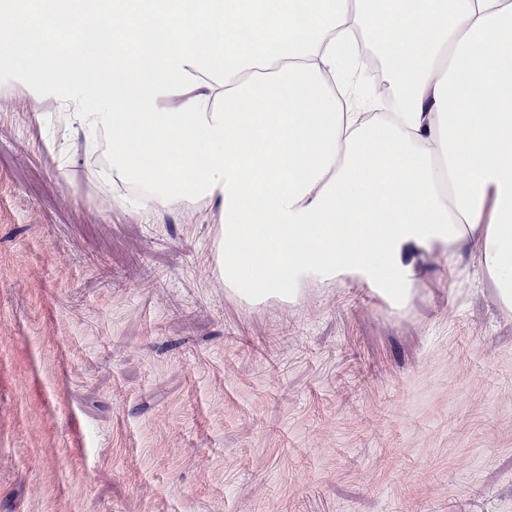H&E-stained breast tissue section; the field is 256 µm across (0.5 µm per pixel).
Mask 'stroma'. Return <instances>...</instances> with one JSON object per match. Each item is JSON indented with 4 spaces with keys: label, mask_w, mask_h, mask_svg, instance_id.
Returning <instances> with one entry per match:
<instances>
[{
    "label": "stroma",
    "mask_w": 512,
    "mask_h": 512,
    "mask_svg": "<svg viewBox=\"0 0 512 512\" xmlns=\"http://www.w3.org/2000/svg\"><path fill=\"white\" fill-rule=\"evenodd\" d=\"M0 69V512H512V309L415 251L252 305L217 205L140 210Z\"/></svg>",
    "instance_id": "1"
}]
</instances>
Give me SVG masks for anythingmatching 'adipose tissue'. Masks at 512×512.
<instances>
[{"label":"adipose tissue","instance_id":"adipose-tissue-1","mask_svg":"<svg viewBox=\"0 0 512 512\" xmlns=\"http://www.w3.org/2000/svg\"><path fill=\"white\" fill-rule=\"evenodd\" d=\"M0 14V63L25 56L70 123L107 136L144 209L218 204L242 298L350 274L401 304L409 249L442 247L478 250L512 309V0H0ZM91 23L101 40L83 39ZM359 38L385 100L363 90Z\"/></svg>","mask_w":512,"mask_h":512}]
</instances>
